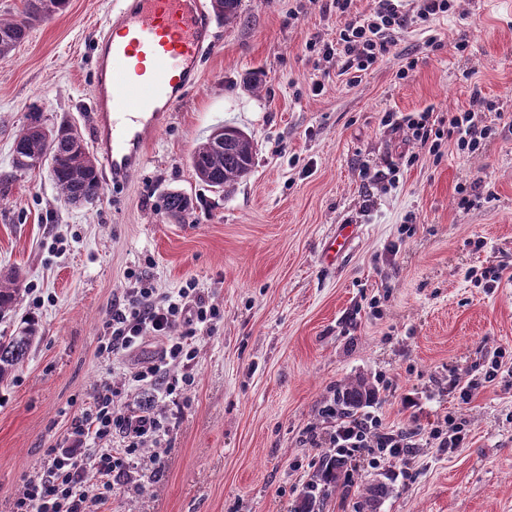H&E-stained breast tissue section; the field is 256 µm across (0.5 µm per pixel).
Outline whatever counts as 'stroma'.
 <instances>
[{"label":"stroma","instance_id":"1","mask_svg":"<svg viewBox=\"0 0 512 512\" xmlns=\"http://www.w3.org/2000/svg\"><path fill=\"white\" fill-rule=\"evenodd\" d=\"M113 2L69 0L0 58V273L19 271L25 284L0 336L36 323L27 359L0 383V512L102 380L122 404L149 402L122 383L156 358L160 339L116 358L98 350L112 300L135 273L163 292L194 283L221 316L196 341L193 384L151 402L172 427L162 469L115 478L100 512H294L330 453L310 436H328L337 387L360 376L375 385L370 410L386 428L451 416L468 442L349 466L348 482L317 490L319 512H356L376 480L390 486L379 512H512V377L483 381L495 351L512 350V129L496 127L475 155L447 142L437 159L382 122L427 109L448 119L476 90L512 114V9L457 0L455 15L408 28L352 84L338 59L305 49L343 27L331 0H241L235 21L217 23L198 88L149 140L143 167L75 207L47 169L15 170L12 146L34 107L90 138L94 40ZM432 37L440 47H427ZM411 56L418 65L400 78ZM224 124L247 132L255 153L250 174L218 193L189 158ZM390 163L397 187L363 185L361 165ZM464 184L493 201L461 208ZM173 191L194 202L181 222L161 207ZM348 222L356 238L326 264L325 243ZM488 267L502 271L497 287L467 276ZM456 377L483 385L464 401L448 389ZM408 396L418 408L405 407Z\"/></svg>","mask_w":512,"mask_h":512}]
</instances>
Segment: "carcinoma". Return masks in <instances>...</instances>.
<instances>
[{
  "label": "carcinoma",
  "mask_w": 512,
  "mask_h": 512,
  "mask_svg": "<svg viewBox=\"0 0 512 512\" xmlns=\"http://www.w3.org/2000/svg\"><path fill=\"white\" fill-rule=\"evenodd\" d=\"M67 4L68 0H26L18 14L8 18L0 16V57L15 50L36 23L63 11ZM239 4L240 0H211L213 9L224 15L226 22L238 18ZM254 152L252 139L239 128L226 124L214 128L197 145L190 163L202 183L224 192L250 172ZM12 164L17 170L48 165L53 182L68 204H92L102 193L96 160L78 129L67 121L49 125L37 110L28 113L27 125L14 142ZM191 209L192 199L181 192H171L164 198V210L176 219L183 218ZM22 287L23 279L18 271L0 275V317L15 308ZM35 333V327L29 324L14 336H0V382L7 380L26 358ZM373 397L370 385L359 378L340 386L336 402L343 413L353 415ZM344 465L339 458L328 460L318 481L325 485L337 482ZM389 493L390 487L385 482L369 484L364 489L359 512H377Z\"/></svg>",
  "instance_id": "carcinoma-1"
}]
</instances>
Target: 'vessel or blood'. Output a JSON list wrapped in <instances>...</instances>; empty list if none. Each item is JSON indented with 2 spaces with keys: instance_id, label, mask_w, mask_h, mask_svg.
<instances>
[{
  "instance_id": "vessel-or-blood-1",
  "label": "vessel or blood",
  "mask_w": 512,
  "mask_h": 512,
  "mask_svg": "<svg viewBox=\"0 0 512 512\" xmlns=\"http://www.w3.org/2000/svg\"><path fill=\"white\" fill-rule=\"evenodd\" d=\"M214 48L203 0H119L96 40L92 147L106 178L125 183L145 145L200 83Z\"/></svg>"
}]
</instances>
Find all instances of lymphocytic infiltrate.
I'll list each match as a JSON object with an SVG mask.
<instances>
[{
  "label": "lymphocytic infiltrate",
  "mask_w": 512,
  "mask_h": 512,
  "mask_svg": "<svg viewBox=\"0 0 512 512\" xmlns=\"http://www.w3.org/2000/svg\"><path fill=\"white\" fill-rule=\"evenodd\" d=\"M354 0H333L338 13L347 21L336 34L335 43L318 47L322 58H343V72L351 82L389 53L398 36L409 26L429 23L453 14L455 0H376L370 13L353 10ZM493 112L503 120L492 102L481 94L472 97L471 110L451 116L447 124L433 120L431 111L393 117L385 113L384 122H397L412 139L438 154L444 139L454 140L459 151L473 155L492 134V127L476 128L475 111ZM220 312L207 304L195 286L162 293L148 281H140L133 298H118L112 303L101 350L117 355L134 347L145 336L164 338L157 360L141 367L131 376L139 390L171 398L178 393L179 382H190V374L174 377L176 366L187 369L196 358L194 339L198 332L210 331ZM181 335H174V328ZM119 391L111 382H100L89 405L72 418L68 433L60 444L48 449L36 474L28 476L20 487L12 512H97L112 494L113 475L128 474L138 467L140 450L145 445L162 446L170 434L169 425L155 413H137L117 407ZM121 434L123 448L105 447V440ZM330 445L341 458L365 461L378 466L381 459L409 456L416 441L414 433L394 434L383 430L378 416L367 412L351 417H335Z\"/></svg>",
  "instance_id": "1"
}]
</instances>
